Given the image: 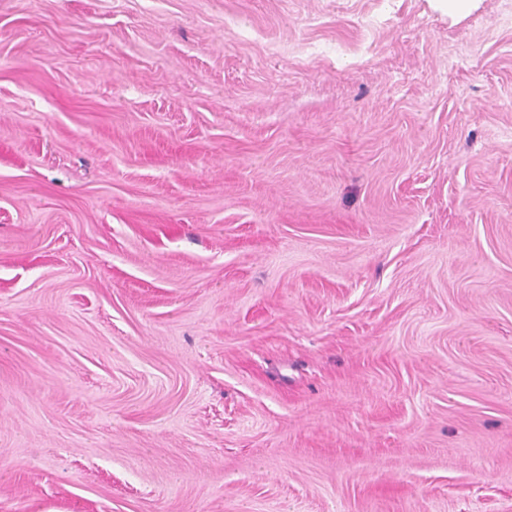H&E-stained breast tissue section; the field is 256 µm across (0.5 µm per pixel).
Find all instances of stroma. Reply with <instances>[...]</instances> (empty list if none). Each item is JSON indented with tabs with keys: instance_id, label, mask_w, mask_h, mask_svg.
<instances>
[{
	"instance_id": "stroma-1",
	"label": "stroma",
	"mask_w": 512,
	"mask_h": 512,
	"mask_svg": "<svg viewBox=\"0 0 512 512\" xmlns=\"http://www.w3.org/2000/svg\"><path fill=\"white\" fill-rule=\"evenodd\" d=\"M0 512H512V0H0Z\"/></svg>"
}]
</instances>
